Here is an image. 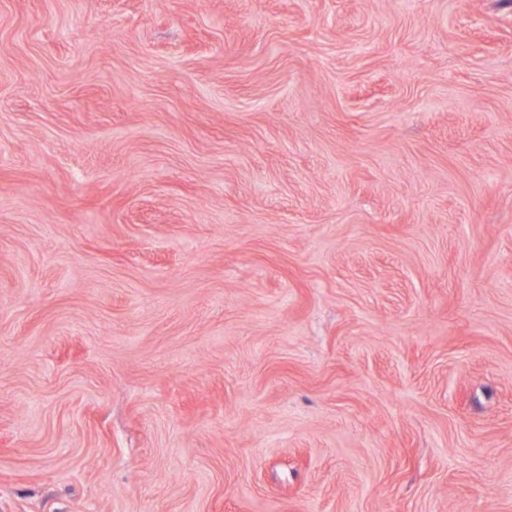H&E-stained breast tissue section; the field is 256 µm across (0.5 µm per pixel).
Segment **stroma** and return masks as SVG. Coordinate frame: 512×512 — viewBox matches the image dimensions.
I'll return each instance as SVG.
<instances>
[{
	"label": "stroma",
	"instance_id": "35a3bbf8",
	"mask_svg": "<svg viewBox=\"0 0 512 512\" xmlns=\"http://www.w3.org/2000/svg\"><path fill=\"white\" fill-rule=\"evenodd\" d=\"M0 512H512V0H0Z\"/></svg>",
	"mask_w": 512,
	"mask_h": 512
}]
</instances>
